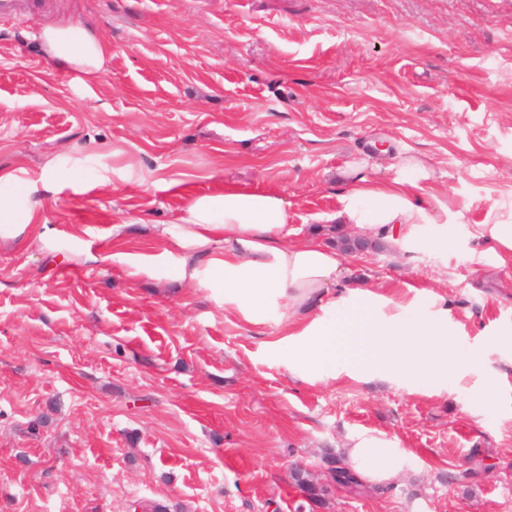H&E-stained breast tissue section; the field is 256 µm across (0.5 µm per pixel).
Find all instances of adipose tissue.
Segmentation results:
<instances>
[{"label":"adipose tissue","mask_w":512,"mask_h":512,"mask_svg":"<svg viewBox=\"0 0 512 512\" xmlns=\"http://www.w3.org/2000/svg\"><path fill=\"white\" fill-rule=\"evenodd\" d=\"M35 36L46 63L74 74L81 86L107 70L109 48L81 17L41 25ZM401 166L410 179L358 178L341 198L342 223L368 238L385 235L406 253L447 254L453 242L448 215L430 210L418 195L424 164L406 156ZM62 179L107 181L80 164L47 165L36 182L1 172L0 237L40 233L32 194L37 183ZM288 207L283 197L233 185L219 195H187L178 223L160 231L173 273L210 289L247 324L280 326L266 348L302 385L379 380L409 395H454L466 412L498 414L503 381L488 353H512V332L481 343L453 321L443 296L404 299L346 286L345 259L336 249L314 236L290 242ZM343 461L366 483L387 486L419 458L383 432L362 430L349 436Z\"/></svg>","instance_id":"adipose-tissue-1"}]
</instances>
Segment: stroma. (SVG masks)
<instances>
[{
	"label": "stroma",
	"mask_w": 512,
	"mask_h": 512,
	"mask_svg": "<svg viewBox=\"0 0 512 512\" xmlns=\"http://www.w3.org/2000/svg\"><path fill=\"white\" fill-rule=\"evenodd\" d=\"M0 22V170L120 171L34 195L45 236L0 239V512H297L295 467L323 479L347 436L385 432L418 471L322 512H512V391L499 418L384 383L296 384L209 290L131 275L163 254L183 192L236 184L288 200L328 236L351 186L425 160L421 192L458 240L512 222V0H36ZM80 15L110 46L78 93L39 23ZM352 286L446 296L469 336L512 327V262L485 241L447 258L383 243ZM476 478L461 475L475 463Z\"/></svg>",
	"instance_id": "35a3bbf8"
}]
</instances>
